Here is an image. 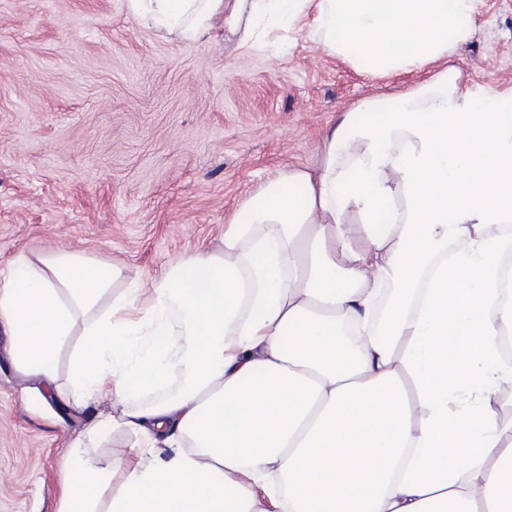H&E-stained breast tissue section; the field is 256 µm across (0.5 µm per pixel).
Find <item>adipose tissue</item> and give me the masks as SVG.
Segmentation results:
<instances>
[{"mask_svg":"<svg viewBox=\"0 0 512 512\" xmlns=\"http://www.w3.org/2000/svg\"><path fill=\"white\" fill-rule=\"evenodd\" d=\"M188 44L313 12L328 54L410 72L468 42L475 0H129ZM363 120H356V112ZM312 168L266 184L220 248L150 284L18 254L0 326L23 372L107 399L70 444L57 512H512V90L447 67L366 98ZM135 435L121 458L88 449Z\"/></svg>","mask_w":512,"mask_h":512,"instance_id":"ef3b65f1","label":"adipose tissue"}]
</instances>
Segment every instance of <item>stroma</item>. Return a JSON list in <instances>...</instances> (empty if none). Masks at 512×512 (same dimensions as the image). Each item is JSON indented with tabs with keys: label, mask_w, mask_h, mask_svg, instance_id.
<instances>
[{
	"label": "stroma",
	"mask_w": 512,
	"mask_h": 512,
	"mask_svg": "<svg viewBox=\"0 0 512 512\" xmlns=\"http://www.w3.org/2000/svg\"><path fill=\"white\" fill-rule=\"evenodd\" d=\"M470 41L419 71L372 76L323 52L306 22L216 30L188 45L127 0H0V272L18 253L82 252L150 281L218 246L242 204L314 167L329 123L362 99L457 67L512 88V0H476ZM0 329V512H57L59 463L98 408L12 362Z\"/></svg>",
	"instance_id": "obj_1"
}]
</instances>
